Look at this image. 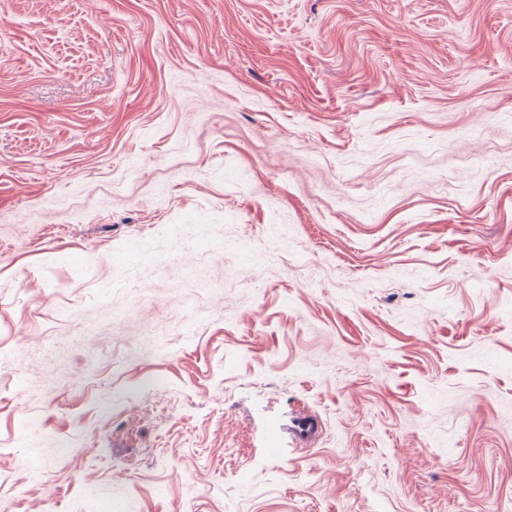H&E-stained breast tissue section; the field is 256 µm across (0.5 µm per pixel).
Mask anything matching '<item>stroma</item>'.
Returning a JSON list of instances; mask_svg holds the SVG:
<instances>
[{"label": "stroma", "mask_w": 512, "mask_h": 512, "mask_svg": "<svg viewBox=\"0 0 512 512\" xmlns=\"http://www.w3.org/2000/svg\"><path fill=\"white\" fill-rule=\"evenodd\" d=\"M0 512H512V0H0ZM322 426L317 417L311 414H298L292 417L288 433L301 445L312 446L318 440Z\"/></svg>", "instance_id": "obj_1"}]
</instances>
